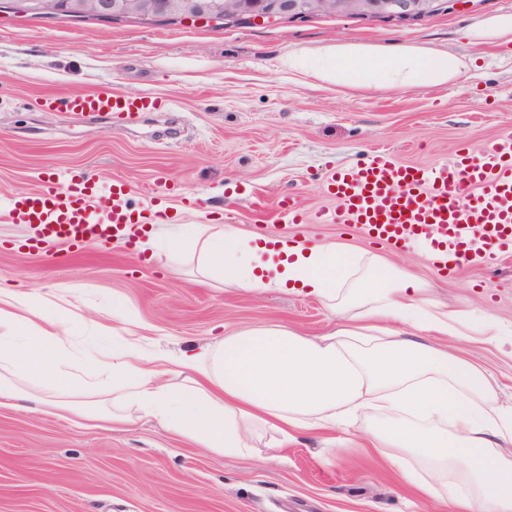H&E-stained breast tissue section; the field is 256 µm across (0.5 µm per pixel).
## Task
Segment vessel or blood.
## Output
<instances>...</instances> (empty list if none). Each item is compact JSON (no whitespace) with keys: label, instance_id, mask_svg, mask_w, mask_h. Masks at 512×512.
<instances>
[{"label":"vessel or blood","instance_id":"obj_1","mask_svg":"<svg viewBox=\"0 0 512 512\" xmlns=\"http://www.w3.org/2000/svg\"><path fill=\"white\" fill-rule=\"evenodd\" d=\"M45 111L82 115L133 114L161 109L150 95L109 90L50 95ZM335 205L322 211L325 224L362 232L373 242L402 249L422 244L434 271L448 276L464 265L512 257V135L481 150L462 148L435 167L405 165L390 155H370L363 164L335 170L326 184ZM124 184H102L78 171L51 174L39 191L15 198L8 217L38 225V238L72 247L120 236L132 222Z\"/></svg>","mask_w":512,"mask_h":512}]
</instances>
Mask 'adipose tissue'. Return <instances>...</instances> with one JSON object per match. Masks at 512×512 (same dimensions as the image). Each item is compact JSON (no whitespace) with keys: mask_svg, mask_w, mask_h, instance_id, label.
Returning <instances> with one entry per match:
<instances>
[{"mask_svg":"<svg viewBox=\"0 0 512 512\" xmlns=\"http://www.w3.org/2000/svg\"><path fill=\"white\" fill-rule=\"evenodd\" d=\"M279 67L329 89H411L448 85L468 64L449 51L348 43L290 52ZM154 247L171 260L192 250L203 277L253 296L314 295L338 324L317 337L236 327L177 356L146 351L132 332L118 348L75 354L67 292L30 298L0 287V409L115 428L150 417L242 460L263 434L284 448L360 419L364 448L424 493L443 487L455 512H512V405L452 347L468 313L429 305L428 284L405 267L336 242L270 247L233 224H181Z\"/></svg>","mask_w":512,"mask_h":512,"instance_id":"1","label":"adipose tissue"}]
</instances>
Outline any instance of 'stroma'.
I'll use <instances>...</instances> for the list:
<instances>
[{
    "label": "stroma",
    "mask_w": 512,
    "mask_h": 512,
    "mask_svg": "<svg viewBox=\"0 0 512 512\" xmlns=\"http://www.w3.org/2000/svg\"><path fill=\"white\" fill-rule=\"evenodd\" d=\"M502 15H512V0H460L413 22L318 17L223 27L0 16V284L35 294L77 286L106 325L121 298L153 346L171 355L220 340L235 325L324 334L335 321L316 298L222 290L191 259L169 261L149 247L116 242L103 252L90 243L72 254L49 244L27 253L21 245L31 227L8 223L7 204L38 190L47 174L72 169L122 180L140 210L163 193L175 224L288 236L278 200L297 197L313 218L333 205L330 172L374 150L435 166L460 144L478 149L512 134V42L467 36ZM330 43L445 49L474 65L440 88L336 92L278 67L288 52ZM100 88L149 94L170 109L87 119L41 106L48 95ZM256 192L266 210L253 209ZM408 261L431 284V298L504 326L499 343L474 336L459 352L491 373L512 404V258L448 278L428 259ZM275 446L266 436L255 458L240 460L194 447L147 417L108 431L0 410V512H451L366 449L346 448L330 464L320 435H300L277 463Z\"/></svg>",
    "instance_id": "stroma-1"
}]
</instances>
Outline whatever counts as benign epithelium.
<instances>
[{"label": "benign epithelium", "instance_id": "obj_1", "mask_svg": "<svg viewBox=\"0 0 512 512\" xmlns=\"http://www.w3.org/2000/svg\"><path fill=\"white\" fill-rule=\"evenodd\" d=\"M459 0H10L7 8L46 18L87 21L165 20L251 24L336 14L367 19L422 20L454 9Z\"/></svg>", "mask_w": 512, "mask_h": 512}]
</instances>
